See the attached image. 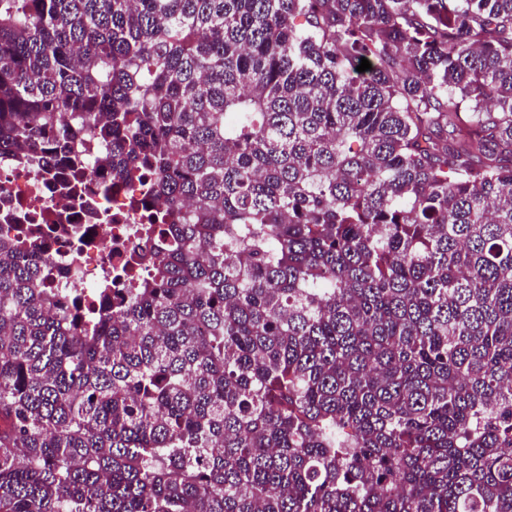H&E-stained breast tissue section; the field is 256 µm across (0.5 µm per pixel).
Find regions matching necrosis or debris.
I'll return each mask as SVG.
<instances>
[{
	"label": "necrosis or debris",
	"instance_id": "1",
	"mask_svg": "<svg viewBox=\"0 0 512 512\" xmlns=\"http://www.w3.org/2000/svg\"><path fill=\"white\" fill-rule=\"evenodd\" d=\"M102 150L85 131L62 161L39 164L0 155V234L44 230L50 285L74 292L86 317L104 288H130L148 270L152 181L113 182Z\"/></svg>",
	"mask_w": 512,
	"mask_h": 512
}]
</instances>
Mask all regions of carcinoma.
I'll return each instance as SVG.
<instances>
[{"mask_svg":"<svg viewBox=\"0 0 512 512\" xmlns=\"http://www.w3.org/2000/svg\"><path fill=\"white\" fill-rule=\"evenodd\" d=\"M72 124L161 245L89 328L0 235V512H512V0H0Z\"/></svg>","mask_w":512,"mask_h":512,"instance_id":"obj_1","label":"carcinoma"}]
</instances>
